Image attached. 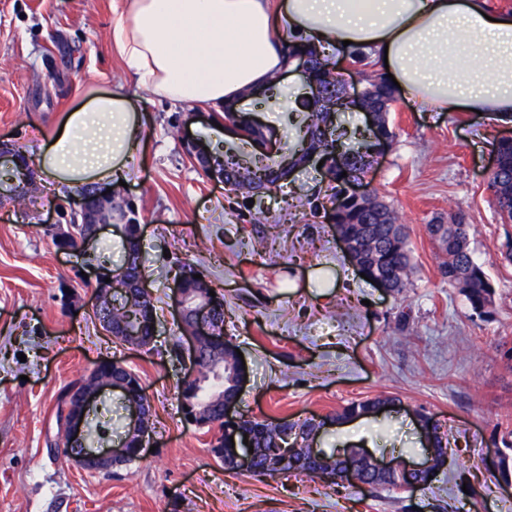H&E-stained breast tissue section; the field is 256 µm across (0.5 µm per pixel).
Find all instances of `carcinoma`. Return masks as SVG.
Returning a JSON list of instances; mask_svg holds the SVG:
<instances>
[{"label":"carcinoma","mask_w":512,"mask_h":512,"mask_svg":"<svg viewBox=\"0 0 512 512\" xmlns=\"http://www.w3.org/2000/svg\"><path fill=\"white\" fill-rule=\"evenodd\" d=\"M288 54L298 51L308 53L314 63L313 77L330 88V95L341 98L342 86L337 78L335 67L328 57L314 48L290 43ZM373 91L369 92L372 105L384 112H389L395 101L391 84L383 78L371 83ZM224 120L237 124L246 132L232 147L210 153L211 164L230 173L237 174L242 183L252 184L265 180L272 184L276 160L255 148V142L262 139V133L249 126V119L240 112L224 113ZM383 124L377 129L350 131L343 124L329 126V112L326 107L305 109L298 121L301 136L298 142L288 146L292 154L306 155L313 150L330 160L331 178L327 186L329 199L334 201L345 192V186L357 181L364 174L370 150L377 146L379 137L390 138L393 131L388 127L387 116H382ZM492 149L497 155L498 166L491 178V187L496 189L495 201L499 214L512 222V140H496ZM341 162L343 171H336V162ZM345 234L360 246V258L364 270L374 264V256L386 255V272L392 274L395 287L393 292L400 293L407 288L409 276L413 273L409 233L403 224L396 222L394 211L377 199L358 200L352 196L345 199L343 208L338 213ZM444 231L437 236L433 225L426 226L428 235L434 240L446 260L441 265V275L448 283L464 292L471 308L480 313L488 312L493 305V288L483 267L475 262L469 248V225L445 224ZM121 265L126 267L127 277L138 278L145 269V260L138 235V224L128 219L124 225ZM213 289L211 282L189 283L185 288L188 300L194 304ZM214 306L211 324L218 332L224 331V295L217 292L213 297ZM96 315L107 319L116 333L131 322H140L141 335H151V323L156 315V306L152 296L140 293L136 289L115 287L110 292L99 294ZM197 364L203 368L200 376L193 382L180 387L181 411L184 421L204 420L208 427H218L217 446L212 451L220 454L219 460L224 468L233 470L232 457L235 444L231 437L242 433L252 434L253 460L257 473L272 476L290 470L305 471L313 476L319 471L334 472L338 461L333 454L317 463L309 461L305 450L282 467L279 464L281 444L292 436L305 435L312 431V425L304 421L289 422L285 419L275 422L259 420L242 415L232 425L224 424V396L235 391L234 357L208 341L201 343ZM391 400L389 396H378L360 402H353L336 413L340 418L358 417L365 411H372L378 405Z\"/></svg>","instance_id":"obj_1"}]
</instances>
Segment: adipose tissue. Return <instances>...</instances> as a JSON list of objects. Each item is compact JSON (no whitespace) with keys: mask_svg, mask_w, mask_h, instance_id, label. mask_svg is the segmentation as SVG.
<instances>
[{"mask_svg":"<svg viewBox=\"0 0 512 512\" xmlns=\"http://www.w3.org/2000/svg\"><path fill=\"white\" fill-rule=\"evenodd\" d=\"M113 46L153 95L237 110L290 68L288 41H344L388 61L404 99L425 112L481 111L512 124V16L486 0H122ZM42 145L41 180L72 195L124 178L143 154L137 104L96 91Z\"/></svg>","mask_w":512,"mask_h":512,"instance_id":"adipose-tissue-1","label":"adipose tissue"}]
</instances>
